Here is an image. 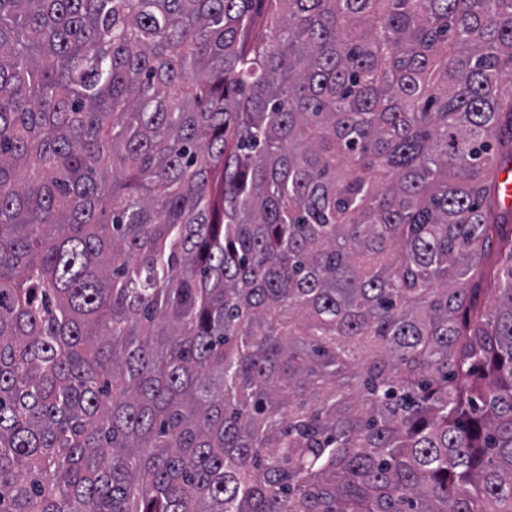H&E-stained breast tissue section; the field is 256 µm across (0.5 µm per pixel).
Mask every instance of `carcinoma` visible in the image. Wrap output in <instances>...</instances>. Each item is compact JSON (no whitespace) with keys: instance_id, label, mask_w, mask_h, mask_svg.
<instances>
[{"instance_id":"obj_1","label":"carcinoma","mask_w":512,"mask_h":512,"mask_svg":"<svg viewBox=\"0 0 512 512\" xmlns=\"http://www.w3.org/2000/svg\"><path fill=\"white\" fill-rule=\"evenodd\" d=\"M506 168L512 0H0V512H512Z\"/></svg>"}]
</instances>
